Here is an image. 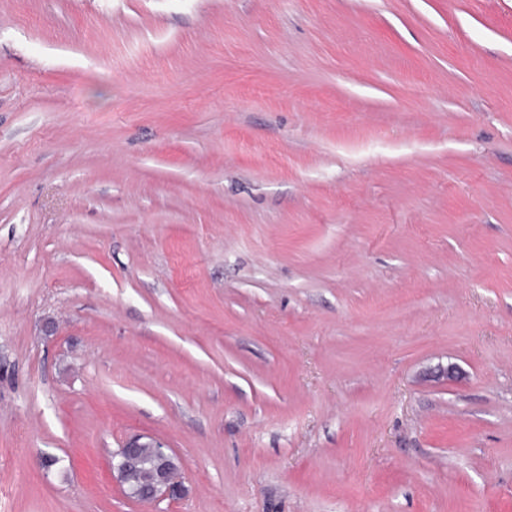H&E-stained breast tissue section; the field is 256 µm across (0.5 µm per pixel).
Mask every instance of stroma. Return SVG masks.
Returning <instances> with one entry per match:
<instances>
[{"label": "stroma", "instance_id": "35a3bbf8", "mask_svg": "<svg viewBox=\"0 0 512 512\" xmlns=\"http://www.w3.org/2000/svg\"><path fill=\"white\" fill-rule=\"evenodd\" d=\"M0 512H512V0H0ZM142 438L140 436L132 437L121 448L112 452L113 479L126 491L128 464L130 458L136 454L137 448H139L138 455L131 465L127 489L134 492L135 489L141 488L142 483L151 479L154 472L155 476L146 490L131 498L149 504L180 498L185 492L183 483L180 478L171 477L173 466L176 465L180 468L176 455L158 441L149 442L152 448L148 444L141 448Z\"/></svg>", "mask_w": 512, "mask_h": 512}]
</instances>
